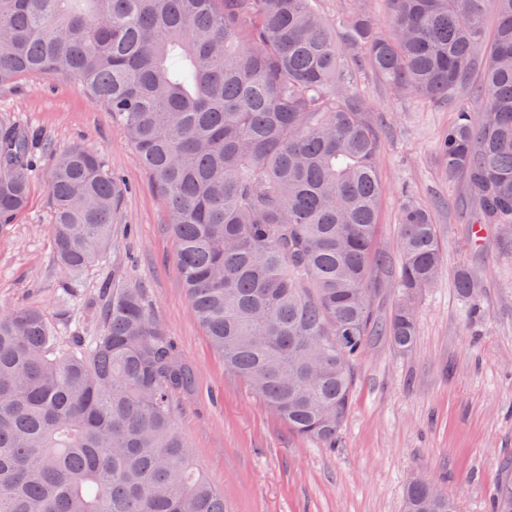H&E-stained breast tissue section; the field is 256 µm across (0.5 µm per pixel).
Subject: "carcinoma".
I'll list each match as a JSON object with an SVG mask.
<instances>
[{
    "label": "carcinoma",
    "instance_id": "carcinoma-1",
    "mask_svg": "<svg viewBox=\"0 0 512 512\" xmlns=\"http://www.w3.org/2000/svg\"><path fill=\"white\" fill-rule=\"evenodd\" d=\"M390 2L382 36L361 7L338 31L309 0H0V86L64 74L123 122L224 368L289 431L329 448L365 346L382 336L412 350L416 300L444 260L429 211L405 205L400 298L376 319L378 133L345 84L347 61L433 101L481 72L479 112L458 106L440 150L472 223L512 248V0ZM31 143L0 124V227L27 205ZM48 187L57 261L80 272L112 245L118 180L75 146L56 155ZM457 288L480 293L466 267ZM100 296L94 336L0 309V512H224L175 424L192 365L143 289L114 276ZM501 472L492 512H512V461ZM403 512L458 505L418 479Z\"/></svg>",
    "mask_w": 512,
    "mask_h": 512
}]
</instances>
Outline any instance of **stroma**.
Returning <instances> with one entry per match:
<instances>
[{"label":"stroma","mask_w":512,"mask_h":512,"mask_svg":"<svg viewBox=\"0 0 512 512\" xmlns=\"http://www.w3.org/2000/svg\"><path fill=\"white\" fill-rule=\"evenodd\" d=\"M345 80L368 105L379 135L383 186L376 248L389 268L374 307L386 317L399 297V215L406 202L429 208L444 262L417 302V340L401 353L371 341L355 366L350 410L335 447L304 441L243 380L227 374L192 314L176 242L157 194L122 124L98 99L61 75L33 73L0 87V121L33 132L30 200L0 227V306L41 310L62 336L92 335L90 308L113 267L128 268L154 317L169 329L196 381L175 400L179 431L224 512H401L406 485L425 477L459 512H490L499 462L512 454V255L494 230L474 245L464 190L449 183L439 142L454 104L393 88L367 67ZM93 150L127 186L112 226L109 259L69 274L55 260L47 177L56 154ZM468 267L477 303L457 291Z\"/></svg>","instance_id":"1"}]
</instances>
